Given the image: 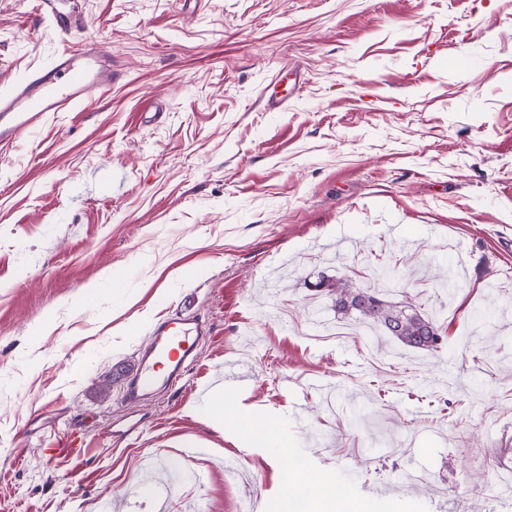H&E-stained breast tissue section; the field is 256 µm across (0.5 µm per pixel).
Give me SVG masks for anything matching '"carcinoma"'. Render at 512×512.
Segmentation results:
<instances>
[{"instance_id":"cac0c4a2","label":"carcinoma","mask_w":512,"mask_h":512,"mask_svg":"<svg viewBox=\"0 0 512 512\" xmlns=\"http://www.w3.org/2000/svg\"><path fill=\"white\" fill-rule=\"evenodd\" d=\"M315 288L332 298L337 313L346 316L354 311L360 317L378 323L409 348L436 351L442 344L441 328L407 300H384L376 292L360 288L346 278L323 276Z\"/></svg>"}]
</instances>
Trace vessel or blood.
Wrapping results in <instances>:
<instances>
[{
  "mask_svg": "<svg viewBox=\"0 0 512 512\" xmlns=\"http://www.w3.org/2000/svg\"><path fill=\"white\" fill-rule=\"evenodd\" d=\"M34 9L62 32L83 27L69 0H35ZM115 78L112 57L98 42L88 40L77 50L61 51L51 65L34 70L0 95V145L12 144L49 113L74 111ZM207 334L194 296L185 295L175 310L151 324L135 368L121 381L123 405L137 407L172 390L197 361L198 346Z\"/></svg>",
  "mask_w": 512,
  "mask_h": 512,
  "instance_id": "vessel-or-blood-1",
  "label": "vessel or blood"
}]
</instances>
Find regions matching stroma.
<instances>
[{
    "label": "stroma",
    "mask_w": 512,
    "mask_h": 512,
    "mask_svg": "<svg viewBox=\"0 0 512 512\" xmlns=\"http://www.w3.org/2000/svg\"><path fill=\"white\" fill-rule=\"evenodd\" d=\"M75 2L61 36L0 0V93L87 37L121 72L0 148V512H283L292 467L512 512V0ZM382 267L441 349L313 288ZM186 293L196 366L110 437L117 370ZM228 362L266 443L206 420Z\"/></svg>",
    "instance_id": "obj_1"
}]
</instances>
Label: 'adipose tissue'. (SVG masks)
<instances>
[{
	"label": "adipose tissue",
	"mask_w": 512,
	"mask_h": 512,
	"mask_svg": "<svg viewBox=\"0 0 512 512\" xmlns=\"http://www.w3.org/2000/svg\"><path fill=\"white\" fill-rule=\"evenodd\" d=\"M285 505L290 512H372L370 502L339 491L323 475H310L300 468L288 472Z\"/></svg>",
	"instance_id": "1"
}]
</instances>
